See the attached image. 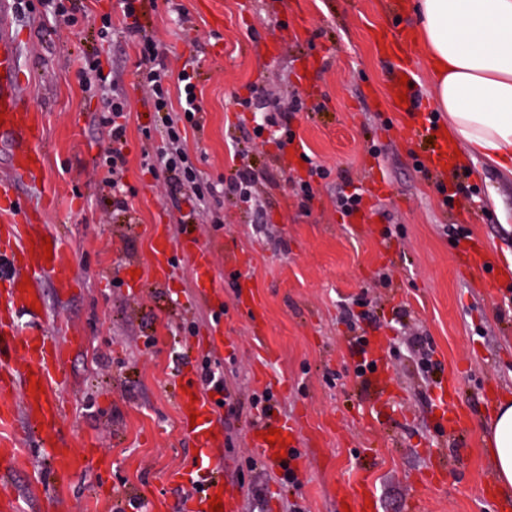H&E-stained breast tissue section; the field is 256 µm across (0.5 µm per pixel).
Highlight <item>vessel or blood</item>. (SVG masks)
<instances>
[{
  "label": "vessel or blood",
  "mask_w": 512,
  "mask_h": 512,
  "mask_svg": "<svg viewBox=\"0 0 512 512\" xmlns=\"http://www.w3.org/2000/svg\"><path fill=\"white\" fill-rule=\"evenodd\" d=\"M13 0H0V113L5 122L0 125V143L9 146V166L12 183L0 186V266L7 276L0 278V428H9L16 420H24L28 440L43 441L49 449L50 467L56 482H64L87 468L91 451L79 449L63 433L64 406L56 398L53 385L64 372L69 354L78 339L71 336L60 340L46 324L41 313L45 305L44 279H54L60 294H67L77 285L73 273L74 254L60 240L44 246L41 237L46 225L32 222L16 186L37 178L43 168L41 144V114L37 105L21 97V70L17 61L18 42L9 24ZM405 64H397L389 80L392 99L407 95V105L418 108L410 95V85L400 82L406 74ZM420 137L429 140L424 157L427 165L438 168L448 158V141L439 137L433 123H422ZM51 256H44V249ZM153 271L157 283H164L176 258L193 263L198 278L200 296L215 294L216 288L208 276L211 261L209 248L199 245L188 248L173 242L167 235H155L152 242ZM177 400L178 427L186 439L201 452L200 461L191 471L176 469L167 476L170 485L183 489L181 512H211L209 502L221 498L223 512H232L231 492L225 480L227 463L217 450L224 443V434L215 420L217 399L203 392L197 380L185 378ZM197 420H190V413ZM281 432L280 441L269 444V429ZM254 431L255 448L270 466H278L277 454L284 445L296 440L295 429L278 418L268 415ZM24 450L12 438H0V462L9 471L24 467Z\"/></svg>",
  "instance_id": "1"
}]
</instances>
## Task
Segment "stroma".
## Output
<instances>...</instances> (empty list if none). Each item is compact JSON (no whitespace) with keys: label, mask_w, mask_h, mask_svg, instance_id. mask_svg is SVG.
Returning a JSON list of instances; mask_svg holds the SVG:
<instances>
[{"label":"stroma","mask_w":512,"mask_h":512,"mask_svg":"<svg viewBox=\"0 0 512 512\" xmlns=\"http://www.w3.org/2000/svg\"><path fill=\"white\" fill-rule=\"evenodd\" d=\"M144 0L141 23L155 31L170 75L197 61L201 126L183 147L205 178L229 174L230 149L252 130L255 110L237 105L252 86L299 92L304 109L265 111L290 127L296 146L280 155L261 143L245 158L260 183L257 204L217 196L209 206L220 227L202 231L189 205L166 204L161 181L143 164L146 125L157 115L137 89V39L126 32L117 0H84L87 15L69 28L39 10L13 17L19 91L44 114L45 168L18 184L36 222L73 249L80 281L60 296L53 281L42 289L50 324L81 339L55 392L66 405L64 427L95 459L58 499V512H152L153 501L179 512L180 493L166 481L191 468L196 450L177 428L173 393L181 373L202 359L218 363L244 395L271 392L276 413L298 431L290 466L258 461L251 441L257 412L244 407L239 430L223 447L236 512H345L341 482H360L373 512H498L512 492H486L495 475L485 429L493 402L512 395V285L488 295L486 271H464L458 259L473 238L512 258V180L491 168L475 175L460 158L455 167L426 166L412 131L418 114L392 104L382 32H405L397 53L411 69L413 88L431 104L425 55L410 35L413 0ZM111 15L114 37L97 30ZM99 56L131 105L125 150L126 210L93 174L107 141L94 116L101 94L83 91V57ZM325 167L308 207L289 196L306 178L300 152ZM352 181L372 211L366 224L348 223L336 197ZM458 180L469 196L447 205L439 183ZM172 240L194 238L212 249L210 274L224 296V315L197 295L196 271L177 262L167 285L155 283L150 262L156 227ZM247 263L231 264L233 254ZM140 284H126L129 268ZM378 288L371 320L348 323L346 310L362 292ZM406 311L395 319L394 309ZM224 329L221 351L203 344L214 325ZM427 336L434 363L422 372L404 329ZM376 342L374 373H356L353 343ZM454 383L462 412L457 432L442 428L439 396ZM55 493L44 447H28L24 470L10 479L22 512H38L31 480Z\"/></svg>","instance_id":"obj_1"}]
</instances>
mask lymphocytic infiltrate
I'll list each match as a JSON object with an SVG mask.
<instances>
[{
	"label": "lymphocytic infiltrate",
	"instance_id": "1",
	"mask_svg": "<svg viewBox=\"0 0 512 512\" xmlns=\"http://www.w3.org/2000/svg\"><path fill=\"white\" fill-rule=\"evenodd\" d=\"M136 0H119V7L126 20V30L138 37V83L146 94V100L155 112L161 113V124L146 133L149 146L144 151L151 168L163 182L177 180L183 190V200H172V207H179L181 201L194 202L199 208L203 223H214L215 218L207 207V201L217 191L235 196L241 203L254 204L256 201L257 177L248 167L234 168L231 175L221 184L204 179L189 154L182 148L184 127L199 124L198 71L194 64L184 63L177 76V87L167 83L168 69L162 59L160 44L155 36L145 34L140 23ZM130 110L125 94L116 93L108 100L107 107L98 117V124L107 129L110 144L99 166L101 181L116 193L118 206H125L122 198L126 156L123 152L126 126L124 121Z\"/></svg>",
	"mask_w": 512,
	"mask_h": 512
}]
</instances>
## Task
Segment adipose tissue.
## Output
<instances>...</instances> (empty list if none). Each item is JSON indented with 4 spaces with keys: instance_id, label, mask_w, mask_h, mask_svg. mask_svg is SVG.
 I'll use <instances>...</instances> for the list:
<instances>
[{
    "instance_id": "obj_1",
    "label": "adipose tissue",
    "mask_w": 512,
    "mask_h": 512,
    "mask_svg": "<svg viewBox=\"0 0 512 512\" xmlns=\"http://www.w3.org/2000/svg\"><path fill=\"white\" fill-rule=\"evenodd\" d=\"M432 101L453 148L512 177V0H415ZM498 485L512 490V397L486 430Z\"/></svg>"
}]
</instances>
